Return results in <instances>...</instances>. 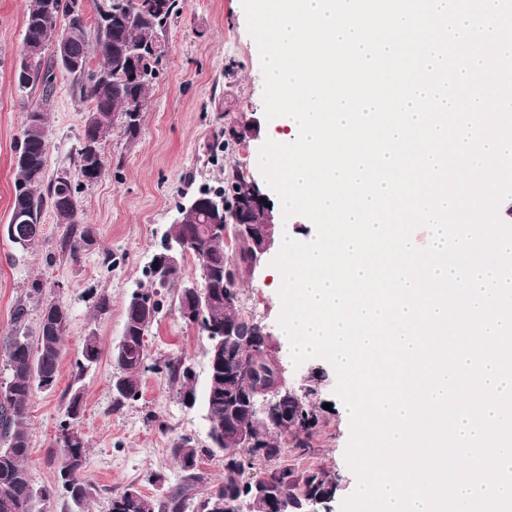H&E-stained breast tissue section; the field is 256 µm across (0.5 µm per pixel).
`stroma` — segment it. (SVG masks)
<instances>
[{"mask_svg":"<svg viewBox=\"0 0 512 512\" xmlns=\"http://www.w3.org/2000/svg\"><path fill=\"white\" fill-rule=\"evenodd\" d=\"M163 37L168 53L143 104L139 137L130 141L111 132L103 142L108 171L78 187V202L94 230V241L79 262L63 258L58 246L62 230L52 209L43 213L40 244L23 259H16L13 244L0 234V337L33 280L49 284V296L65 303L70 312L59 381L31 400L29 471L35 486L55 484L60 465L57 440L69 391L80 387L78 429L89 445L85 475L95 487L91 512H108L110 498L130 486L160 502L182 480L170 454V440L177 435L190 437L200 452L206 480L194 488L196 500L208 497L224 479V455L210 446L203 406L185 407L176 385L153 369L154 364L183 358L193 364L197 386L206 382L209 341L199 326L181 318L177 289L165 288L158 295L159 312L147 332L151 368L141 376L138 398L118 406L111 390L117 369L110 352L121 335L131 295L145 283V270L177 204L224 178L221 167L207 160L208 144L225 121L243 114L258 118L256 137L231 146L224 160L259 181V150L270 135L260 54L248 32L242 0H182L181 11ZM23 38L24 0H0V225L10 215L15 148L36 101L35 95L19 91L14 79ZM74 84L73 75L57 72L47 126L51 176L74 172L91 109ZM272 271L266 259L254 275L243 276L240 305L250 318L271 329L276 340L272 355L284 364L291 381L299 369L285 353L286 335L278 324L281 301ZM102 296L110 301L104 314L95 309ZM91 333L99 338L102 356L80 376L75 362ZM335 385V379H328L320 394L327 408L309 440V453L289 448L284 461L335 473V499L340 502L353 493L357 479L345 461L350 422Z\"/></svg>","mask_w":512,"mask_h":512,"instance_id":"1","label":"stroma"}]
</instances>
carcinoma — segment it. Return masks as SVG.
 <instances>
[{
    "label": "carcinoma",
    "mask_w": 512,
    "mask_h": 512,
    "mask_svg": "<svg viewBox=\"0 0 512 512\" xmlns=\"http://www.w3.org/2000/svg\"><path fill=\"white\" fill-rule=\"evenodd\" d=\"M52 2V9L45 8ZM73 0H24V38H34L48 44L62 34L59 23L70 14ZM123 10L133 17V23L122 26L116 22L107 28L94 21L96 28V52L98 64L90 66V42L86 33L76 30L69 35L71 54L81 62V68L69 69L51 58L40 56L35 67L42 73L40 85L19 86V89H39L38 103L27 113L22 140L14 159L13 197L9 223L22 227L27 234L28 254L38 246L42 235V214L45 206H51L57 223L63 225L60 239L62 255L76 263L84 249L94 240V232L83 223L79 214L76 188L71 179L55 178L45 183L46 154L48 141L46 127L48 110L55 94V69L61 68L77 76L79 96L93 103L92 111L102 114L103 120L96 126L84 128L78 150L77 177L93 182L101 177L107 168L103 150V136L112 129V114L123 112L127 122L119 128L128 140H135L141 133V107L153 81L158 78L159 68H154L146 81L137 78L136 72L144 66V56L134 59L129 50L134 44L149 45L152 39L163 32L169 20L178 14L179 0H169L165 14L153 12V0H123ZM232 142L221 130V137L209 146L210 161L219 160ZM241 172L234 167L224 169V185L216 188H201L196 192L199 198L196 215L192 223L183 225L191 231L196 228L197 215L207 209L206 196L222 195L232 200L233 186L238 183ZM228 245L221 238H197L189 252L203 256L208 266V286L211 290L208 319L201 329L213 332L226 325L237 328L242 335H257V323L244 317L239 306L224 308L225 285L236 282L246 272L250 248L244 244L235 250L234 263L226 262ZM180 268L173 267L162 274L148 267V287L135 291L126 308L119 346L113 358L120 374L116 378L123 382L124 390H116L114 402L124 403L136 399L140 392V377L145 369L147 352L144 336L159 311V302L153 299L158 288H170L180 279ZM44 283L36 279L31 282L25 299L16 306L9 333L0 340L5 352V367L8 377L0 381V512H43V504L57 489L70 501L72 512H86L90 499L95 493L94 486L86 480L83 466L87 454L84 437L61 425L62 435H71L72 440L60 444L62 463L59 468L57 488H37L29 473L30 456V399L34 391H49L56 386L62 358L63 342L69 315L61 314L46 304ZM39 310L36 334H31L28 316L31 305ZM101 357L98 338L94 334L85 337L81 358L76 361L77 376L97 363ZM243 359L224 363L220 358L208 366V375L202 392V402L209 409L211 423L217 430L224 429V386L226 377L237 378L243 371ZM163 370L171 382L179 386V392L197 391L185 375L180 373V362L167 361ZM171 455L184 473V483L172 489L164 501L157 504L143 496L139 490L129 487L110 500L109 512H186L190 508L189 490L206 480L203 471L196 467L199 453L191 439L175 436L171 440ZM284 452L283 442L265 435L263 447L248 450L249 459L244 461L237 453L224 454V481L238 482L243 487L270 480L280 495L292 497L300 482H317L315 492L320 496H334L338 490V478L324 469L299 472L283 464L271 470L252 476L247 472L254 469V460L276 461Z\"/></svg>",
    "instance_id": "obj_1"
}]
</instances>
